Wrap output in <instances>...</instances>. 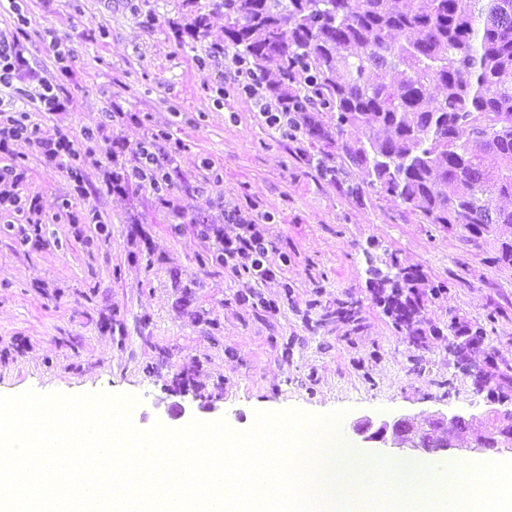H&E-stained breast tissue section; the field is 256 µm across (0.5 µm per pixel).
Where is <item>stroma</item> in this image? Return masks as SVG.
Returning a JSON list of instances; mask_svg holds the SVG:
<instances>
[{"label":"stroma","mask_w":512,"mask_h":512,"mask_svg":"<svg viewBox=\"0 0 512 512\" xmlns=\"http://www.w3.org/2000/svg\"><path fill=\"white\" fill-rule=\"evenodd\" d=\"M21 41L35 68L62 79L72 104L32 112L47 132L78 146L88 188L35 149L15 143L0 157L24 172L27 212L0 214V395L27 390L129 393L141 430L225 419L237 431L259 411H344L346 444L387 456L353 427L432 411L482 414L489 405L449 357L450 319L487 331L473 357L512 364V268L493 263L512 227L466 243L425 223L368 185L360 196L323 177L305 136L271 129L265 93L234 80L221 0H22ZM208 16L205 35L189 28ZM102 126L95 139L84 127ZM167 154L162 192L149 183L110 188L116 165ZM172 200L174 209L164 207ZM261 217L285 257L260 283L233 279L197 233L223 224L225 210ZM99 215L104 229L91 224ZM394 255L442 287L422 310L423 348L394 327L372 294L371 263ZM276 301L277 312L248 299ZM357 301L359 324L336 319Z\"/></svg>","instance_id":"35a3bbf8"}]
</instances>
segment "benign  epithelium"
Instances as JSON below:
<instances>
[{
	"label": "benign epithelium",
	"instance_id": "benign-epithelium-1",
	"mask_svg": "<svg viewBox=\"0 0 512 512\" xmlns=\"http://www.w3.org/2000/svg\"><path fill=\"white\" fill-rule=\"evenodd\" d=\"M463 369L471 376L475 390L479 393H487L489 403H503L499 389L487 388L488 379L499 375V364L496 358L489 357L482 365H465ZM496 414L495 410L481 417L436 411L429 416L428 420L420 423L408 417H400L384 420L378 425L370 419H364L356 423L354 431L365 442L400 452L482 454L491 446L497 448L512 444L511 421L504 425L496 424L490 444L477 441V437L484 435L485 429L489 427ZM457 435L469 438L468 444L464 447L458 446L455 441Z\"/></svg>",
	"mask_w": 512,
	"mask_h": 512
}]
</instances>
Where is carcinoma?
Instances as JSON below:
<instances>
[{
  "instance_id": "cac0c4a2",
  "label": "carcinoma",
  "mask_w": 512,
  "mask_h": 512,
  "mask_svg": "<svg viewBox=\"0 0 512 512\" xmlns=\"http://www.w3.org/2000/svg\"><path fill=\"white\" fill-rule=\"evenodd\" d=\"M224 47L265 79L288 134L468 242L512 225V0H222ZM277 76L266 80L265 66ZM330 112V127L321 114ZM468 138L461 140V133ZM373 295L423 346L424 276L389 257ZM448 331L485 340L455 319Z\"/></svg>"
}]
</instances>
